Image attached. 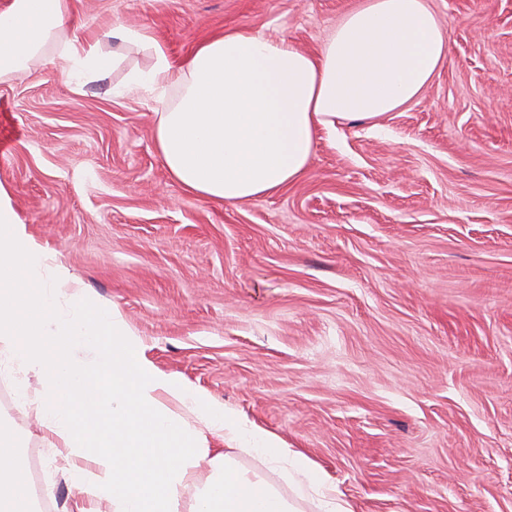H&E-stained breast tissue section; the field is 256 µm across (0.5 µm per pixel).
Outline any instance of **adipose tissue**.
<instances>
[{
	"label": "adipose tissue",
	"mask_w": 512,
	"mask_h": 512,
	"mask_svg": "<svg viewBox=\"0 0 512 512\" xmlns=\"http://www.w3.org/2000/svg\"><path fill=\"white\" fill-rule=\"evenodd\" d=\"M71 0H10L0 9V82L59 59L75 91L103 78L115 59L102 42L149 49L152 65L129 74L116 97L148 94L158 106L155 148L169 176L205 200L272 195L308 170L319 130L374 121L420 95L448 57L428 0H359L313 53L285 37L230 29L199 41L173 65L148 30L115 25L68 37ZM66 337L71 351L58 342ZM92 353L85 363L84 353ZM0 353L42 379L32 404L60 441L62 470L107 512H181L193 469L210 474L190 512H354L304 456L224 405L158 370L117 307L75 287L69 270L20 224L0 186ZM185 413L177 415L173 405ZM245 448L273 468L280 490L231 457L211 455L209 436ZM17 434L0 423V512H36Z\"/></svg>",
	"instance_id": "1"
}]
</instances>
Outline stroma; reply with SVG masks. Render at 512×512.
I'll use <instances>...</instances> for the list:
<instances>
[{
	"mask_svg": "<svg viewBox=\"0 0 512 512\" xmlns=\"http://www.w3.org/2000/svg\"><path fill=\"white\" fill-rule=\"evenodd\" d=\"M357 0H73L80 31L148 28L183 62L248 27L316 51ZM450 52L415 100L319 131L307 174L228 203L186 193L154 104L74 92L59 63L0 83V185L28 233L161 371L306 456L355 512H512V0H429ZM0 372L28 468L56 438Z\"/></svg>",
	"mask_w": 512,
	"mask_h": 512,
	"instance_id": "35a3bbf8",
	"label": "stroma"
}]
</instances>
